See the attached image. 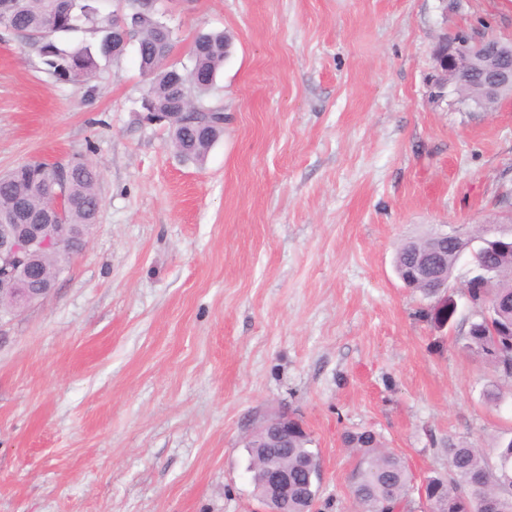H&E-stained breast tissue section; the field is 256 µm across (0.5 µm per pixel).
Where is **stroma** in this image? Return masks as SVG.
<instances>
[{"mask_svg": "<svg viewBox=\"0 0 512 512\" xmlns=\"http://www.w3.org/2000/svg\"><path fill=\"white\" fill-rule=\"evenodd\" d=\"M187 60L231 49L203 162L147 121L136 43L60 83L0 33V174L79 157L100 172L86 247L0 318V512H260L248 435L298 418L318 512H355L345 432H376L414 485L449 445L512 431V391L437 330L394 270L433 231L512 214V102H434L432 50L512 39V0H158Z\"/></svg>", "mask_w": 512, "mask_h": 512, "instance_id": "1", "label": "stroma"}]
</instances>
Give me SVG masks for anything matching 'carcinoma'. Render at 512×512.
Segmentation results:
<instances>
[{"instance_id": "1", "label": "carcinoma", "mask_w": 512, "mask_h": 512, "mask_svg": "<svg viewBox=\"0 0 512 512\" xmlns=\"http://www.w3.org/2000/svg\"><path fill=\"white\" fill-rule=\"evenodd\" d=\"M0 30L24 42L58 82L88 81L101 70L100 60L119 56L125 36L137 38L140 70L149 79L142 97L146 112H186L189 122L172 131L171 147L184 159L201 162L224 132L216 113L221 105L206 102L216 74L224 65V32L198 33L189 48L191 68H179L172 60L175 38L155 17V9L134 0L120 3L123 23L116 12H101L100 0H0ZM480 75H465L450 90L457 103L472 111L494 109L497 99L485 89ZM56 165L34 162L13 169L0 179V221L34 222L50 208L45 193L49 186L64 196L61 221L69 229H85L96 223L100 209L97 190L99 171L78 159L70 164L67 182H55ZM421 250L440 246L448 277L460 261L456 243L437 244L436 234L404 242L396 252L394 267L401 274L414 269L411 246ZM73 251L57 249L45 256L49 273L63 270ZM484 262L493 266L485 281L469 278L465 283L480 319L468 322L466 348L494 367L497 380L485 391L491 402L501 399L502 386L512 382V335L495 336L484 326L488 316L501 329L512 331V252L487 253ZM344 443L354 450L357 464L352 475V493L363 512H395L407 500L411 477L402 458L385 449L368 430L348 432ZM309 434L288 428V470L296 473L301 486L294 490L288 512H312L318 499L320 461L310 448ZM263 432L256 430L246 442L248 471L256 496L263 486ZM430 496L442 504L441 512H481V499L488 493L503 496L512 512V438L496 437L491 446H448V473L427 478Z\"/></svg>"}]
</instances>
